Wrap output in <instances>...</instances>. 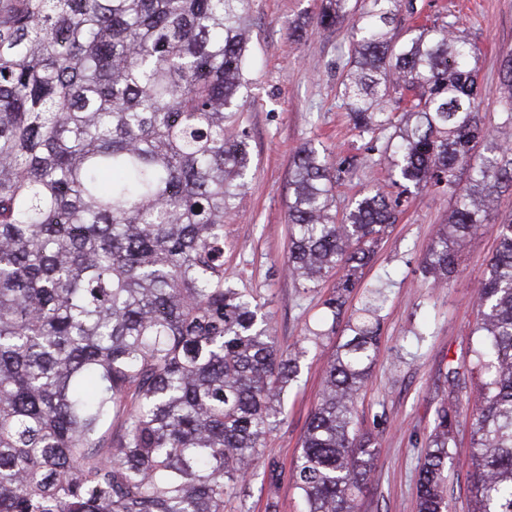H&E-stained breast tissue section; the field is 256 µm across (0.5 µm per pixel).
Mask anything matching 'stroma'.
<instances>
[{
    "instance_id": "stroma-1",
    "label": "stroma",
    "mask_w": 512,
    "mask_h": 512,
    "mask_svg": "<svg viewBox=\"0 0 512 512\" xmlns=\"http://www.w3.org/2000/svg\"><path fill=\"white\" fill-rule=\"evenodd\" d=\"M415 5L423 23L458 20L478 48L480 112L492 135L512 145V123L502 115L498 80V61L512 52V0H415ZM320 7L321 0H248L246 5L250 43L240 122L248 133L251 162L246 193L224 220L225 275L234 287L256 296L281 346L293 344L310 327L326 335L301 360L283 398L285 419L258 450L261 463L278 464L280 479L256 475L246 498L231 499L226 512H266L271 499L279 512H301L290 468L319 401L329 357L346 336L341 328L328 333L320 291L302 292L283 269L292 155L309 142L327 150L334 165L356 160V168L336 189L340 217L364 188L389 187L394 176L388 160L370 168L360 164L369 138L350 122L342 86L352 50L350 27L308 29ZM452 205L447 195L409 193L397 223L360 278L361 284L379 286L387 294L379 356L357 407L360 427L373 434L378 448L361 512H417L418 466L447 390L448 364L463 353L475 321V287L495 251L494 232L485 229L472 236L460 275L447 287H432L421 273L420 263ZM470 432L469 422H462L448 464L451 512H471Z\"/></svg>"
}]
</instances>
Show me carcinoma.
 <instances>
[{
    "mask_svg": "<svg viewBox=\"0 0 512 512\" xmlns=\"http://www.w3.org/2000/svg\"><path fill=\"white\" fill-rule=\"evenodd\" d=\"M246 0H0V512H224L310 347L282 348L255 298L226 284L224 217L245 191L239 126ZM348 0H323L330 29ZM414 0H369L342 84L354 127L392 159L341 222L335 168L314 146L289 177L286 269L330 331L409 188L454 198L423 271L460 273L478 230L499 248L476 292L418 470L419 512H451L445 469L474 394L472 512H512V147L479 111L476 47L458 22L389 36ZM512 122V53L499 70ZM386 297L366 287L332 354L293 462L302 512H357L374 437L356 404Z\"/></svg>",
    "mask_w": 512,
    "mask_h": 512,
    "instance_id": "1",
    "label": "carcinoma"
}]
</instances>
